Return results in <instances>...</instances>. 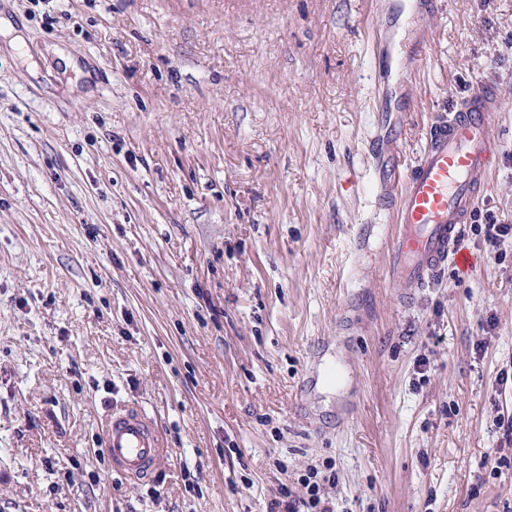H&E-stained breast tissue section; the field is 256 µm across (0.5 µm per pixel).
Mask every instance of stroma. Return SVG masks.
Wrapping results in <instances>:
<instances>
[{
    "mask_svg": "<svg viewBox=\"0 0 512 512\" xmlns=\"http://www.w3.org/2000/svg\"><path fill=\"white\" fill-rule=\"evenodd\" d=\"M0 512H512V238L392 283L393 174L497 87L512 0H0ZM74 60L64 66L63 57ZM132 405L169 452L103 455ZM497 428L501 434L500 438V448H497L496 454H501L502 451L507 447H512V417L507 416V420L503 418L498 424ZM503 447V448H502ZM507 463L506 457L501 454L499 456H488L484 459L483 465L486 467L488 465L491 466L492 471H497V469L501 468ZM299 482L306 490L303 496H294L292 491L282 485L279 499L271 503L270 512H334L329 498L325 497L320 486L318 470L310 467ZM282 509L276 511V509Z\"/></svg>",
    "mask_w": 512,
    "mask_h": 512,
    "instance_id": "obj_1",
    "label": "stroma"
}]
</instances>
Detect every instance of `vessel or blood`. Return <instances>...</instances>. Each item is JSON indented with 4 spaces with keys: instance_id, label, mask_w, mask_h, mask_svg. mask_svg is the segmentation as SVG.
Segmentation results:
<instances>
[{
    "instance_id": "b4317fda",
    "label": "vessel or blood",
    "mask_w": 512,
    "mask_h": 512,
    "mask_svg": "<svg viewBox=\"0 0 512 512\" xmlns=\"http://www.w3.org/2000/svg\"><path fill=\"white\" fill-rule=\"evenodd\" d=\"M498 109V93L488 86L431 127L424 152L396 188L390 281L422 285L446 264L470 267V256L456 242L494 169ZM103 453L138 481L155 472L167 450L153 421L138 408L124 407L106 424Z\"/></svg>"
}]
</instances>
